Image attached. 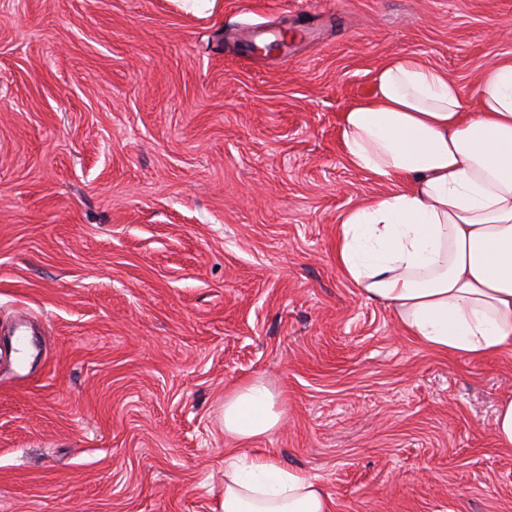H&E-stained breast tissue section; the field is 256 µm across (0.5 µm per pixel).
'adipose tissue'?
Segmentation results:
<instances>
[{
  "instance_id": "ef3b65f1",
  "label": "adipose tissue",
  "mask_w": 512,
  "mask_h": 512,
  "mask_svg": "<svg viewBox=\"0 0 512 512\" xmlns=\"http://www.w3.org/2000/svg\"><path fill=\"white\" fill-rule=\"evenodd\" d=\"M373 97L341 116L348 163L387 190L341 219L336 261L408 335L482 359L512 349V61L487 67L479 104L406 55L376 76ZM282 421L259 379L224 395V433L260 438ZM317 479L264 453L224 451L221 512H331Z\"/></svg>"
}]
</instances>
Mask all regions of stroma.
<instances>
[{
	"mask_svg": "<svg viewBox=\"0 0 512 512\" xmlns=\"http://www.w3.org/2000/svg\"><path fill=\"white\" fill-rule=\"evenodd\" d=\"M403 54L475 104L512 0H0V512H221L234 447L334 512H512V352L422 346L336 267L384 191L341 114ZM253 378L283 421L237 441ZM277 395L261 379H252L224 395V434L238 440L260 438L282 421ZM493 431L500 448H512V400L504 401L497 410Z\"/></svg>",
	"mask_w": 512,
	"mask_h": 512,
	"instance_id": "obj_1",
	"label": "stroma"
}]
</instances>
